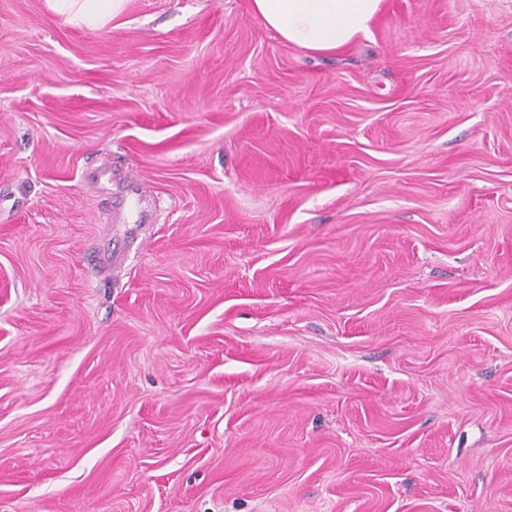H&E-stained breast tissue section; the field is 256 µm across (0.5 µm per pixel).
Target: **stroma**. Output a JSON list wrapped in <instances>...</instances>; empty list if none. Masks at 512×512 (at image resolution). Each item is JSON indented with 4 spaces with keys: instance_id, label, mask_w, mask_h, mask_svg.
Segmentation results:
<instances>
[{
    "instance_id": "obj_1",
    "label": "stroma",
    "mask_w": 512,
    "mask_h": 512,
    "mask_svg": "<svg viewBox=\"0 0 512 512\" xmlns=\"http://www.w3.org/2000/svg\"><path fill=\"white\" fill-rule=\"evenodd\" d=\"M0 512H512V0H0ZM127 0H48L52 11L78 25L99 27L119 17ZM384 0H252L254 15L312 56L332 54L370 32Z\"/></svg>"
}]
</instances>
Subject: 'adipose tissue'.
<instances>
[{
  "label": "adipose tissue",
  "mask_w": 512,
  "mask_h": 512,
  "mask_svg": "<svg viewBox=\"0 0 512 512\" xmlns=\"http://www.w3.org/2000/svg\"><path fill=\"white\" fill-rule=\"evenodd\" d=\"M78 25L99 27L119 17L126 0H48ZM384 0H252L254 15L290 45L313 56L334 53L361 36Z\"/></svg>",
  "instance_id": "ef3b65f1"
}]
</instances>
